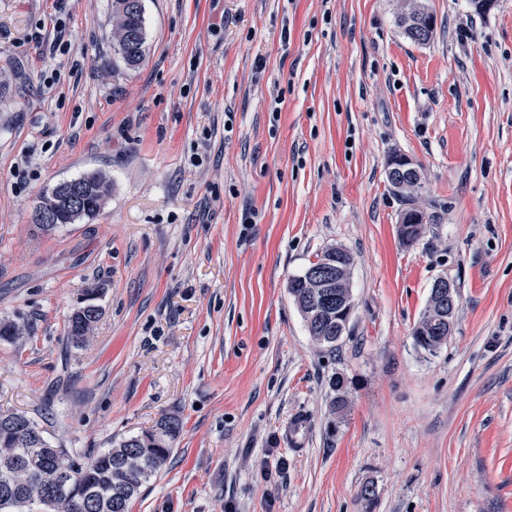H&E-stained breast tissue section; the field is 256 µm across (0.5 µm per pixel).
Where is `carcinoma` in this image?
Returning a JSON list of instances; mask_svg holds the SVG:
<instances>
[{"instance_id": "obj_1", "label": "carcinoma", "mask_w": 512, "mask_h": 512, "mask_svg": "<svg viewBox=\"0 0 512 512\" xmlns=\"http://www.w3.org/2000/svg\"><path fill=\"white\" fill-rule=\"evenodd\" d=\"M113 50L133 67L145 55L146 31L143 0H112ZM403 35L415 44L428 43L435 29L434 14L426 0H403L397 16ZM81 185L84 204L78 212L69 210L58 187L41 197L39 207L55 215L50 230L62 224L91 220L100 212L112 190L111 182L97 171L76 178ZM421 182H407L395 189L403 208L399 213V236L411 245L422 235L431 216L415 206V193ZM311 263L289 281L293 295L313 340L331 350L340 338L332 332L336 326V289L330 298L315 307L314 296L321 289L310 287ZM77 308L68 319L67 342L82 347L99 321L102 309L93 303ZM438 314L434 296L413 331L417 348L430 353L447 341L433 335L432 321ZM22 330L14 321H0V340L21 339ZM182 429L178 416L163 414L155 425L139 435L121 440L113 448L76 461L66 448L53 446L39 425L23 413L0 410V512H128L131 500L170 457L173 444Z\"/></svg>"}]
</instances>
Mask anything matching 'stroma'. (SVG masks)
Returning <instances> with one entry per match:
<instances>
[{
  "label": "stroma",
  "mask_w": 512,
  "mask_h": 512,
  "mask_svg": "<svg viewBox=\"0 0 512 512\" xmlns=\"http://www.w3.org/2000/svg\"><path fill=\"white\" fill-rule=\"evenodd\" d=\"M143 5L130 67L112 0H0V320L29 328L0 340V407L79 459L177 414L129 512H512V0H429L424 45L401 0ZM396 153L433 217L409 246ZM89 171L93 220L33 224ZM332 246L354 309L330 352L288 285ZM441 276L459 306L430 354ZM403 10L397 16V24L403 35L415 44L428 43L435 29L434 14L426 0H403ZM413 23L409 25V23ZM68 181H77L81 185L84 195V204L81 211L74 212L66 207L58 190L59 184H57L50 192L41 197L38 206L51 211L56 217L55 222L53 223L54 216L49 212L37 210L35 213L37 223L51 224L42 227L43 229L50 230L62 224H75L83 219L92 220L100 212L105 199L112 190L111 182L97 171L84 173L80 177ZM437 314L438 307L433 296V288H431L428 306L413 331L415 346L429 353L436 352L448 339V336H433L432 321ZM101 314L102 309L94 302L77 308L68 319L67 342L75 348L82 347Z\"/></svg>",
  "instance_id": "obj_1"
}]
</instances>
